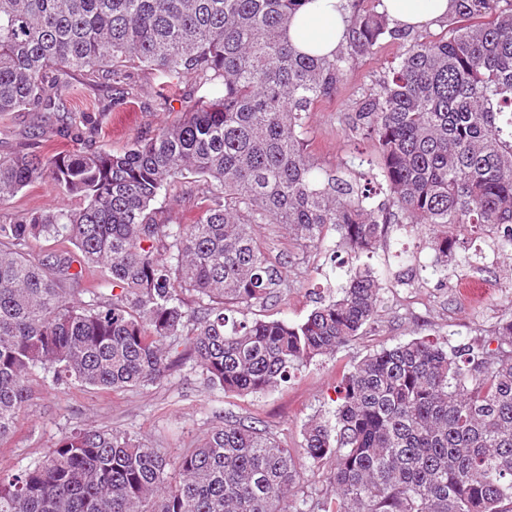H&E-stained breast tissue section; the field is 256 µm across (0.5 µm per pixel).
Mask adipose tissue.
<instances>
[{"instance_id": "ef3b65f1", "label": "adipose tissue", "mask_w": 512, "mask_h": 512, "mask_svg": "<svg viewBox=\"0 0 512 512\" xmlns=\"http://www.w3.org/2000/svg\"><path fill=\"white\" fill-rule=\"evenodd\" d=\"M383 4L394 23L417 30L435 26L455 8L454 0H383ZM348 27L345 0H306L285 38L303 53L326 55L345 43Z\"/></svg>"}]
</instances>
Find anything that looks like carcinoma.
Here are the masks:
<instances>
[{"label": "carcinoma", "instance_id": "1", "mask_svg": "<svg viewBox=\"0 0 512 512\" xmlns=\"http://www.w3.org/2000/svg\"><path fill=\"white\" fill-rule=\"evenodd\" d=\"M307 0H0V114L60 110L63 69L112 76L98 112L69 113L58 132L77 148L40 154L27 143L0 159V204L49 182L82 200L0 224V443L9 439L38 369L56 385L145 387L193 358L224 391H268L373 323L380 284L355 259L401 220L435 228L432 272L470 263L456 224L490 228L512 251V0H455L442 37L397 27L382 0H347L346 44L309 56L283 38ZM403 52L355 113L389 198L311 157L307 119L336 95L353 63L385 42ZM187 80L211 96L113 152L97 144L116 102L135 96L134 71ZM195 192L193 219L162 217L177 185ZM279 224L300 244L335 246L354 261L305 322L239 319L282 285L256 236ZM63 237L73 249L33 255ZM99 267L106 294L74 296ZM199 305L188 310L182 295ZM186 349L179 350V347ZM331 418L303 428L300 448L224 419L167 480L161 449L89 426L64 434L33 467L0 474V512H512V318L477 344L414 339L342 373ZM328 469L320 498L290 499L296 454Z\"/></svg>", "mask_w": 512, "mask_h": 512}]
</instances>
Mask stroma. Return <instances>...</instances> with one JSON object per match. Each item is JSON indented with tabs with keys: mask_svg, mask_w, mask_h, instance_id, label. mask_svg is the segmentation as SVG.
Wrapping results in <instances>:
<instances>
[{
	"mask_svg": "<svg viewBox=\"0 0 512 512\" xmlns=\"http://www.w3.org/2000/svg\"><path fill=\"white\" fill-rule=\"evenodd\" d=\"M402 50L401 43H387L373 57L357 60L336 97L310 112L309 149L321 167L344 164L351 179L360 178L363 168L358 158L373 155L374 144L353 130V117ZM135 77L137 96L118 107L99 133V143L114 151L153 134L176 119L188 101L208 94L206 84L190 81L171 94L163 107L154 95L159 75L139 70ZM60 118L57 112L0 114V157L13 153L35 134L43 139L45 150L69 148V141L54 134ZM78 204V199L54 185L36 183L0 205V222L31 208H74ZM254 231L265 242L268 259L282 264L284 283L270 297L246 309L247 318L304 322L316 306L317 293L343 279L339 263L346 260V253H339L333 261L324 248L289 243L274 225L258 224ZM454 233L461 241L471 242L481 259L473 267L457 268L442 278L427 269L434 257L428 238L409 225H391L381 245L359 259L380 279L382 308L375 323L363 327L336 354L313 359L264 393L237 395L210 387L190 359L160 383L118 392L58 386L43 372H36L29 406L13 436L0 443V472L40 462L62 435L87 423L142 437L174 463L229 413L255 419L288 447H299L308 420L334 410V386L344 367L370 352L415 338L450 346L474 343L495 322L512 317V254L499 250L492 231L476 240L462 226Z\"/></svg>",
	"mask_w": 512,
	"mask_h": 512,
	"instance_id": "obj_1",
	"label": "stroma"
}]
</instances>
